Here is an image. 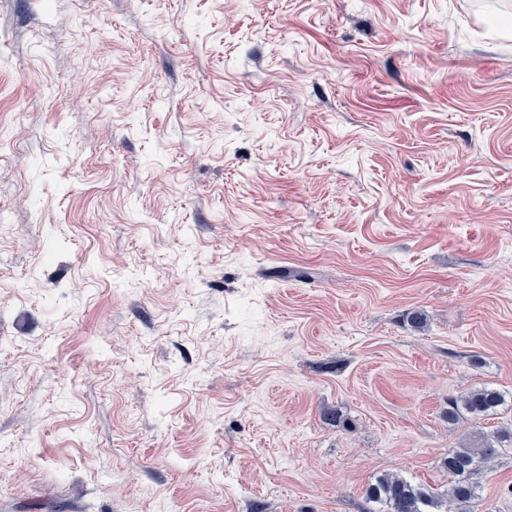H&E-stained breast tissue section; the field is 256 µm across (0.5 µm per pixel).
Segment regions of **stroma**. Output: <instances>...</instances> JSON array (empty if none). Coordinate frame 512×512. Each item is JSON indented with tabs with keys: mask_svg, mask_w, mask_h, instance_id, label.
I'll use <instances>...</instances> for the list:
<instances>
[{
	"mask_svg": "<svg viewBox=\"0 0 512 512\" xmlns=\"http://www.w3.org/2000/svg\"><path fill=\"white\" fill-rule=\"evenodd\" d=\"M488 385L512 0H0V512H366Z\"/></svg>",
	"mask_w": 512,
	"mask_h": 512,
	"instance_id": "1",
	"label": "stroma"
}]
</instances>
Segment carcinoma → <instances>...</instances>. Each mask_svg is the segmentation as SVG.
Segmentation results:
<instances>
[{
    "instance_id": "1",
    "label": "carcinoma",
    "mask_w": 512,
    "mask_h": 512,
    "mask_svg": "<svg viewBox=\"0 0 512 512\" xmlns=\"http://www.w3.org/2000/svg\"><path fill=\"white\" fill-rule=\"evenodd\" d=\"M512 403V394L489 386L471 390L448 399L444 416L448 424L455 425L462 419L475 422L498 412ZM512 447V432H474L465 438L459 448L448 452L444 468L448 471V488L435 492L393 473L379 475L365 489L368 512H445L452 506L458 512H475L479 500V475L505 448Z\"/></svg>"
}]
</instances>
